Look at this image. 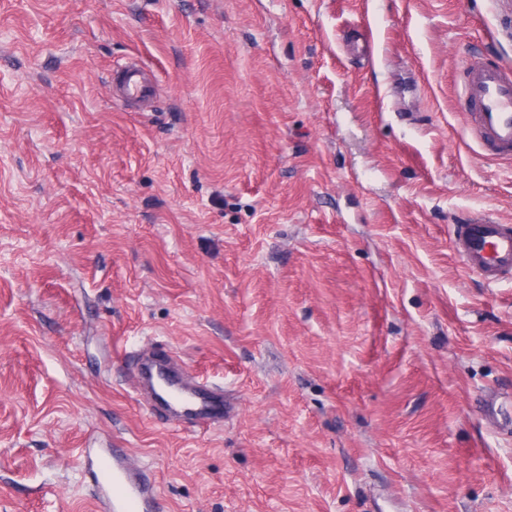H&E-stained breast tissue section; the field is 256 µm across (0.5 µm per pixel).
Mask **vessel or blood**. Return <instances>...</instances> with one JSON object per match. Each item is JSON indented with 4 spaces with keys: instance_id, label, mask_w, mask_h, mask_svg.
<instances>
[{
    "instance_id": "b4317fda",
    "label": "vessel or blood",
    "mask_w": 512,
    "mask_h": 512,
    "mask_svg": "<svg viewBox=\"0 0 512 512\" xmlns=\"http://www.w3.org/2000/svg\"><path fill=\"white\" fill-rule=\"evenodd\" d=\"M463 79L458 88L464 123L482 153L492 159L512 160V65L493 64L468 56L461 64ZM112 84L116 100L139 103L153 94L147 68L120 63ZM454 247L464 267L493 282L512 275V224L489 216L466 218L454 227ZM154 377L167 393L154 416L194 421L212 427L224 420V400L204 377L184 384L178 364L159 356L140 364L136 382ZM79 459L91 478V512H164L162 495L149 467L132 463L122 448H83Z\"/></svg>"
}]
</instances>
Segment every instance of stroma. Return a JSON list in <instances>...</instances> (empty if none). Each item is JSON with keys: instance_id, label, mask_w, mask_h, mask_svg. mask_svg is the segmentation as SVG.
<instances>
[{"instance_id": "obj_1", "label": "stroma", "mask_w": 512, "mask_h": 512, "mask_svg": "<svg viewBox=\"0 0 512 512\" xmlns=\"http://www.w3.org/2000/svg\"><path fill=\"white\" fill-rule=\"evenodd\" d=\"M511 12L0 0V512H89L88 446L168 512H512V280L450 244L512 223L456 92L468 51L512 62ZM125 349L177 352L223 424L153 418ZM112 84L113 99L126 103L143 102L153 94L150 73L138 63H118L114 68Z\"/></svg>"}]
</instances>
